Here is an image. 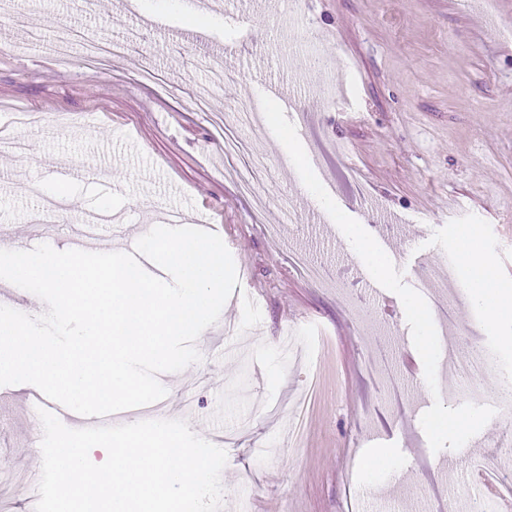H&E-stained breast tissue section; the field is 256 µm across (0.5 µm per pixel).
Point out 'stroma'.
I'll return each instance as SVG.
<instances>
[{
    "label": "stroma",
    "instance_id": "stroma-1",
    "mask_svg": "<svg viewBox=\"0 0 512 512\" xmlns=\"http://www.w3.org/2000/svg\"><path fill=\"white\" fill-rule=\"evenodd\" d=\"M13 4L0 0V244L28 235L45 202L38 185L64 199L33 245L66 250L92 209L132 229L176 210L232 254L236 294L201 362L164 373L154 413L223 443L222 512H348L354 499L360 512H448L481 481L463 471L471 455L512 480L500 451L512 419L495 396L512 346L483 330L462 269L433 289L429 327L408 301L420 269L456 259L464 228L478 230L481 255L512 287V0H256L247 13L207 0L217 16L208 27L171 0L85 11L38 0L24 15ZM32 28L68 40L67 55L17 53ZM97 40L121 50L84 66ZM217 66L227 79L216 92ZM271 84L297 91V109L269 97ZM201 96L210 113L197 111ZM257 105L287 127L291 168L266 130L239 126ZM220 124L247 139L246 155L226 160ZM256 155L267 165L247 194ZM65 165L80 176L61 180ZM284 196L312 198L327 229L299 209L283 216ZM355 226L397 245L372 292ZM305 261L330 283L305 275ZM473 343L498 361L479 403L450 396L446 368L449 352ZM34 396L0 386V460L13 472L0 477V512H25L20 480L42 465ZM301 411L302 437L289 441ZM445 417L459 424L453 435L433 429Z\"/></svg>",
    "mask_w": 512,
    "mask_h": 512
}]
</instances>
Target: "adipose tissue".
Listing matches in <instances>:
<instances>
[{
    "mask_svg": "<svg viewBox=\"0 0 512 512\" xmlns=\"http://www.w3.org/2000/svg\"><path fill=\"white\" fill-rule=\"evenodd\" d=\"M475 230H464L456 242L461 266L474 284L475 300L485 314V328L503 331L512 328V288L498 279L493 265L479 256Z\"/></svg>",
    "mask_w": 512,
    "mask_h": 512,
    "instance_id": "adipose-tissue-1",
    "label": "adipose tissue"
}]
</instances>
